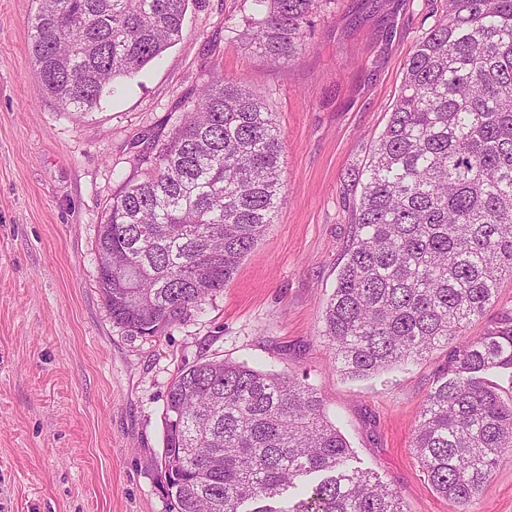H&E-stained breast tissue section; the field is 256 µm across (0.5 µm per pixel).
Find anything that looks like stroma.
<instances>
[{"label":"stroma","instance_id":"stroma-1","mask_svg":"<svg viewBox=\"0 0 512 512\" xmlns=\"http://www.w3.org/2000/svg\"><path fill=\"white\" fill-rule=\"evenodd\" d=\"M439 0H330L307 50L274 63L244 35L253 0H190L182 38L78 118L44 96L35 0H0V512H168L163 413L205 359L307 376L353 450L408 512H452L413 453L448 360L341 376L320 334L352 234V179L382 133L403 64ZM262 98L284 134L277 216L223 292L155 336L113 324L98 287L105 207L142 179L211 73ZM472 512H512V462Z\"/></svg>","mask_w":512,"mask_h":512}]
</instances>
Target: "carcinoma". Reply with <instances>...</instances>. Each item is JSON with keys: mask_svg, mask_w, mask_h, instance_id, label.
<instances>
[{"mask_svg": "<svg viewBox=\"0 0 512 512\" xmlns=\"http://www.w3.org/2000/svg\"><path fill=\"white\" fill-rule=\"evenodd\" d=\"M189 0H37L42 92L87 115L183 35ZM247 40L276 63L308 47L329 0H254ZM284 135L267 104L215 73L153 168L112 197L96 240L112 322L154 336L202 306L274 223ZM354 234L320 335L337 370L375 376L455 345L418 414L413 451L453 512H471L512 460V311L465 341L512 278V0H441L403 67L361 173ZM173 512H407L350 444L318 390L292 374L205 360L165 403Z\"/></svg>", "mask_w": 512, "mask_h": 512, "instance_id": "1", "label": "carcinoma"}]
</instances>
